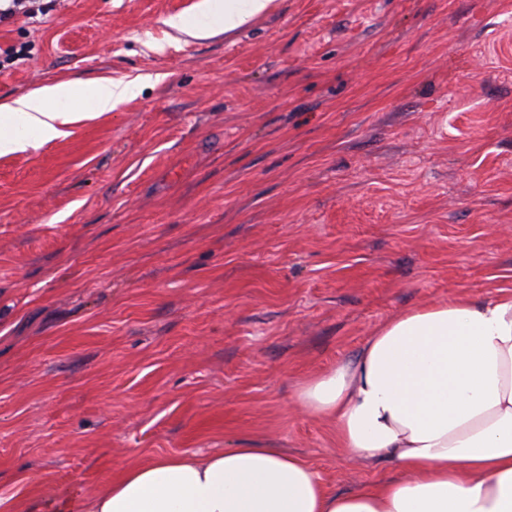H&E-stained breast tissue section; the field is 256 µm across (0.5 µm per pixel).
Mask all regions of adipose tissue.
<instances>
[{
	"label": "adipose tissue",
	"mask_w": 512,
	"mask_h": 512,
	"mask_svg": "<svg viewBox=\"0 0 512 512\" xmlns=\"http://www.w3.org/2000/svg\"><path fill=\"white\" fill-rule=\"evenodd\" d=\"M272 0H200L172 29L232 32ZM132 82L60 80L0 103V155L65 136L84 114L136 98ZM299 406L329 419L336 444L401 478L331 490L300 455L242 447L205 457L158 456L95 493L31 512H512V290L392 316L356 356L307 377Z\"/></svg>",
	"instance_id": "adipose-tissue-1"
}]
</instances>
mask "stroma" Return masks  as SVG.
Here are the masks:
<instances>
[{
  "instance_id": "35a3bbf8",
  "label": "stroma",
  "mask_w": 512,
  "mask_h": 512,
  "mask_svg": "<svg viewBox=\"0 0 512 512\" xmlns=\"http://www.w3.org/2000/svg\"><path fill=\"white\" fill-rule=\"evenodd\" d=\"M54 0L0 22V102L53 79L139 95L0 156V498L246 445L336 492L296 390L411 308L512 289V0ZM24 49L9 60L6 50ZM197 14L210 19L196 22L193 18L174 16L166 24L179 32L196 38H207L216 31H235L264 13L272 0H201Z\"/></svg>"
}]
</instances>
